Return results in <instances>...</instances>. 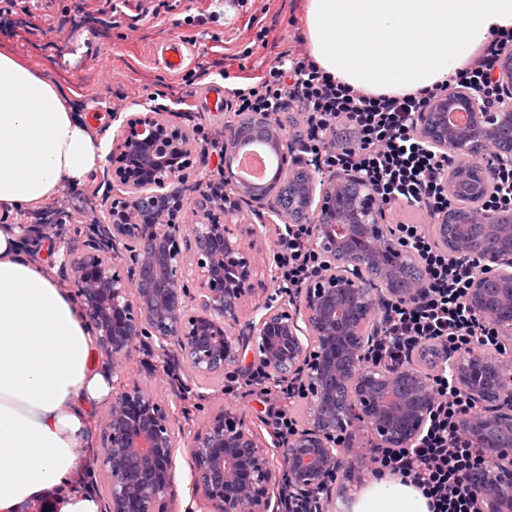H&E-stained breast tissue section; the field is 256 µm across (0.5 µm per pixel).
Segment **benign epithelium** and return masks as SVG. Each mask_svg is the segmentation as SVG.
Listing matches in <instances>:
<instances>
[{"instance_id":"1","label":"benign epithelium","mask_w":512,"mask_h":512,"mask_svg":"<svg viewBox=\"0 0 512 512\" xmlns=\"http://www.w3.org/2000/svg\"><path fill=\"white\" fill-rule=\"evenodd\" d=\"M493 79L503 90L497 107L485 108L464 87L432 99L419 122L421 138L457 156L445 186L451 205L432 233L455 256L477 261L483 272L469 288L467 306L491 318L501 344H512V211L484 214L495 188L494 152L512 164V47L500 52ZM466 112L463 127L448 113ZM249 119L262 126L280 159V174L301 165L285 127L265 112ZM239 123L220 131L224 147L214 163L217 179H198V220L179 222L187 201L171 188L193 168L196 140L190 126L168 108L153 106L126 120L109 157L112 201L104 215L90 210L79 224L67 207L55 223L29 224L35 238L47 231L63 243L61 285L80 297L97 344L121 366L150 340L172 358L179 389L211 379L243 376L246 359L274 381L300 386L308 403L304 424L277 444L279 463L255 430L231 408L213 415L192 436L184 434L177 400H164L145 385L112 394L98 449L107 478V512H164L178 449L191 460L195 490L207 512H288V499L331 512L332 493L349 469V449L371 434L378 448H408L422 434L434 408L432 374L415 365L385 364L370 349L390 303L414 300L423 279L415 256L382 222L383 208L370 184L347 171L307 178L301 200L313 222L312 245L325 263L300 295L266 297L259 316L241 322L242 303L256 294L260 265L239 238L234 219L247 204L257 214L284 220L274 199L238 183L232 173L243 147ZM461 224L448 240V222ZM482 221L474 236L466 223ZM456 387L476 410L463 417L464 437L495 466L475 473L470 486L477 512H512V359L469 348L448 354Z\"/></svg>"}]
</instances>
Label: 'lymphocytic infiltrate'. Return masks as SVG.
Wrapping results in <instances>:
<instances>
[{"mask_svg":"<svg viewBox=\"0 0 512 512\" xmlns=\"http://www.w3.org/2000/svg\"><path fill=\"white\" fill-rule=\"evenodd\" d=\"M508 44L512 33L490 43L472 66L456 75L455 85L479 92L486 106H494L498 90L490 76L501 46ZM445 90L441 84L426 93L366 94L321 71L308 54L289 50L271 60L262 75L229 90L230 110L239 116L268 112L278 119L298 110L299 143L315 169L355 170L366 177L391 213L400 244L414 252L425 289L412 303L388 308L385 332L373 350L374 358L386 363L403 362L408 353L427 347L450 352L477 343L495 352L500 345L493 320L472 316L466 305L475 266L450 255L428 229L449 206L444 185L451 157L422 140L417 126L426 103ZM404 205L417 208L415 218L398 214ZM273 263L280 288H303L321 265L312 247L311 225H289L278 240ZM433 385L437 402L423 433L411 447L377 449L372 472L414 483L430 499L433 512H476L469 479L491 461L472 448L457 427L473 405L447 372L434 374ZM243 394L264 396L273 429L281 436L292 434L296 420L287 405L289 390L252 374Z\"/></svg>","mask_w":512,"mask_h":512,"instance_id":"f902f5d3","label":"lymphocytic infiltrate"}]
</instances>
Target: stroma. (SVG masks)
<instances>
[{
    "label": "stroma",
    "mask_w": 512,
    "mask_h": 512,
    "mask_svg": "<svg viewBox=\"0 0 512 512\" xmlns=\"http://www.w3.org/2000/svg\"><path fill=\"white\" fill-rule=\"evenodd\" d=\"M137 3L128 0L116 12L111 0H17L12 13L0 14V49L16 53L46 79L66 87L80 111L110 115L118 102L130 115L141 111L151 92L192 126L210 132L223 124L225 115L201 111L196 99L215 82L216 71L260 74L277 53L305 33L304 0H248L243 7L238 0H224L223 19L197 27L184 24L186 11L209 12L211 0H188V9L173 11L165 9L164 0H154L156 11L148 15ZM254 18L268 27V44L241 63L237 60L240 51L255 36L250 26ZM172 38L188 45L186 68L202 72L200 83L189 84L183 74L163 67L156 50ZM97 366L110 370L113 386L138 382L162 398L173 396V377L158 355L139 351L130 364L114 370L101 357ZM206 392V398L186 399L191 409L189 419L182 423L186 433L200 431L213 414L227 406L253 421L264 441L273 443L275 435L262 402L223 392L217 383L208 384ZM166 502L170 512H202L186 450L176 455L174 482Z\"/></svg>",
    "instance_id": "obj_1"
}]
</instances>
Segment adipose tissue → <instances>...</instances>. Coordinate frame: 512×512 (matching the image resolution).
Instances as JSON below:
<instances>
[{
    "label": "adipose tissue",
    "mask_w": 512,
    "mask_h": 512,
    "mask_svg": "<svg viewBox=\"0 0 512 512\" xmlns=\"http://www.w3.org/2000/svg\"><path fill=\"white\" fill-rule=\"evenodd\" d=\"M304 13L311 60L374 95L429 90L512 32V0H305ZM105 155V138L59 86L0 52V512H100L87 446L112 380L74 292L50 257L26 254L16 225ZM351 512L431 509L421 490L385 475Z\"/></svg>",
    "instance_id": "adipose-tissue-1"
}]
</instances>
